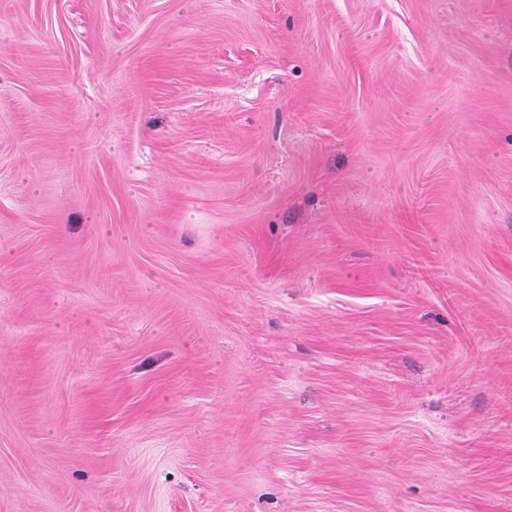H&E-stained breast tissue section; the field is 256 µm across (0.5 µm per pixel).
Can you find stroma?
Instances as JSON below:
<instances>
[{"label": "stroma", "mask_w": 512, "mask_h": 512, "mask_svg": "<svg viewBox=\"0 0 512 512\" xmlns=\"http://www.w3.org/2000/svg\"><path fill=\"white\" fill-rule=\"evenodd\" d=\"M0 512H512V0H0Z\"/></svg>", "instance_id": "stroma-1"}]
</instances>
